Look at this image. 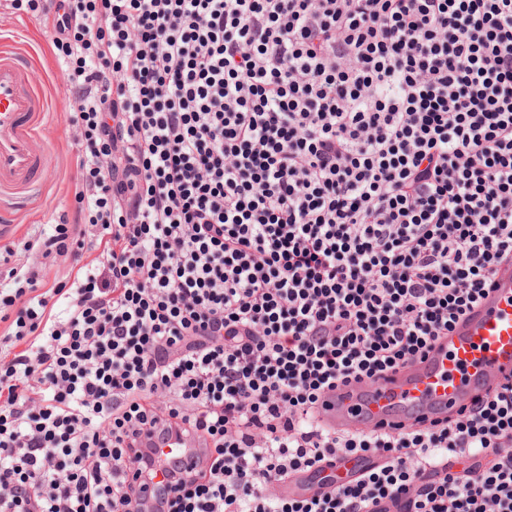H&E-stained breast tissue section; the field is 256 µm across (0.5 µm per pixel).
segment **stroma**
I'll return each mask as SVG.
<instances>
[{
	"label": "stroma",
	"mask_w": 512,
	"mask_h": 512,
	"mask_svg": "<svg viewBox=\"0 0 512 512\" xmlns=\"http://www.w3.org/2000/svg\"><path fill=\"white\" fill-rule=\"evenodd\" d=\"M0 32L20 35L22 47L33 63L36 82L53 95L52 110L40 129L41 141L53 156V172L36 196L10 210L9 223H0V246H14L13 264L30 265L37 262L38 256L22 251L23 242L50 232L54 218L73 209L77 172L72 148L74 129L69 121L70 96L63 91L68 80L52 50L50 21L0 13Z\"/></svg>",
	"instance_id": "obj_1"
}]
</instances>
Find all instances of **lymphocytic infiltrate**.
<instances>
[{
  "instance_id": "f902f5d3",
  "label": "lymphocytic infiltrate",
  "mask_w": 512,
  "mask_h": 512,
  "mask_svg": "<svg viewBox=\"0 0 512 512\" xmlns=\"http://www.w3.org/2000/svg\"><path fill=\"white\" fill-rule=\"evenodd\" d=\"M9 6L54 18L78 180L23 244L71 281L0 248V512H512V381L318 421L512 261V0ZM151 429L207 458L149 507Z\"/></svg>"
}]
</instances>
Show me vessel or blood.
<instances>
[{"mask_svg": "<svg viewBox=\"0 0 512 512\" xmlns=\"http://www.w3.org/2000/svg\"><path fill=\"white\" fill-rule=\"evenodd\" d=\"M18 39L0 36V204L22 202L46 180L49 161L38 129L51 97L31 78ZM512 378V265H502L495 287L427 355L376 381L326 393L324 426L336 432L429 422L456 415ZM159 447L157 484L171 464H198L201 443L190 436L153 435Z\"/></svg>", "mask_w": 512, "mask_h": 512, "instance_id": "1", "label": "vessel or blood"}]
</instances>
